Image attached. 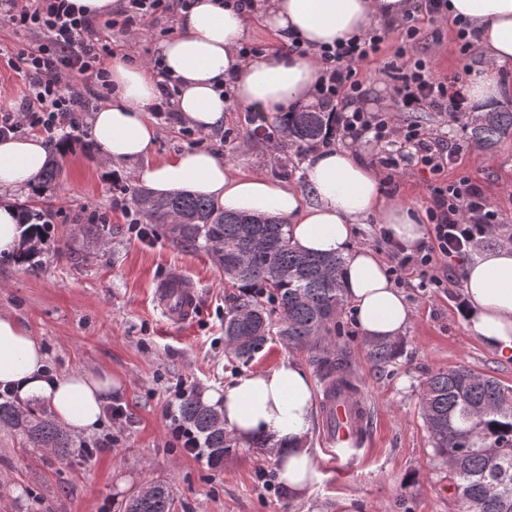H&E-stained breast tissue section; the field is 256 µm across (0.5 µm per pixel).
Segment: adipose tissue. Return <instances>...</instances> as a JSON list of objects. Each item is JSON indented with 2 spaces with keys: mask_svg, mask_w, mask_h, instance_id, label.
<instances>
[{
  "mask_svg": "<svg viewBox=\"0 0 512 512\" xmlns=\"http://www.w3.org/2000/svg\"><path fill=\"white\" fill-rule=\"evenodd\" d=\"M410 6L411 0H257L247 13L221 0H196L181 17L178 33L159 48L166 68L180 79L173 108L186 125L207 133L224 124L226 87L244 106H315L314 88L323 70L320 47L358 36L381 19L400 18ZM448 13L468 22L481 53L466 87L477 119L485 101L503 96L502 77L512 71V0H448ZM253 22L277 41L298 37L307 55L272 50L242 60L238 50ZM110 73L112 99L89 119V135L105 163H135L137 182L157 197L189 191L223 210L283 220L294 247L343 258L345 298L364 336L393 341L403 334L410 320L404 295L381 256L357 244L355 226L376 217L410 247L425 239L426 228L411 204L384 196L374 166L348 146L317 149L305 164L308 188L302 191L260 172L241 171L208 149L149 160L160 133L148 115L156 98L155 75L118 55ZM47 160L40 136L0 139V255L16 251L30 234L14 197L33 186ZM463 314L472 336L512 358V243L479 249L466 261ZM112 385L106 371L50 373L40 340L17 318L0 313V387L18 401L45 399L64 427L89 435L103 422ZM210 399L238 442L265 439L290 494L302 495L319 481L307 442L314 385L301 363L288 359L247 372Z\"/></svg>",
  "mask_w": 512,
  "mask_h": 512,
  "instance_id": "1",
  "label": "adipose tissue"
}]
</instances>
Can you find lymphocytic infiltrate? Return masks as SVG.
Wrapping results in <instances>:
<instances>
[{
  "label": "lymphocytic infiltrate",
  "mask_w": 512,
  "mask_h": 512,
  "mask_svg": "<svg viewBox=\"0 0 512 512\" xmlns=\"http://www.w3.org/2000/svg\"><path fill=\"white\" fill-rule=\"evenodd\" d=\"M194 3L124 0L118 18L93 20L76 10L72 0H0V22L23 29L31 37L14 64L27 93L18 101L0 97V137L28 129L49 135L65 127L78 129V113L97 100L98 89L112 87L103 66L104 56L111 52L108 33L117 26L128 33L134 26L163 17L178 19ZM422 14L434 23L446 20L448 0H416L413 11L400 22L404 38L388 64L398 94L394 111L374 115L339 108L345 100L363 94L360 66L381 51L389 30L385 23L362 36L319 49L325 69L315 95L321 111L337 113L345 133L387 144L379 165L396 170L408 163L430 174L428 244L411 251L387 231H380L379 237L396 261L392 269L396 278L416 272L425 277L427 286L438 288L442 281L433 274L436 265L466 256L479 239L496 230L500 211L468 178L443 179L444 170L457 162L455 152L437 144L422 125L408 118L409 112L428 109L457 121L467 110L456 80L437 77L429 61L417 55L421 39L417 20Z\"/></svg>",
  "instance_id": "1"
}]
</instances>
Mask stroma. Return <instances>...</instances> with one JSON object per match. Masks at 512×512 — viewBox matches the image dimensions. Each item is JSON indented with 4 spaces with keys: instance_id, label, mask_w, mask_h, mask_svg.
<instances>
[{
    "instance_id": "stroma-1",
    "label": "stroma",
    "mask_w": 512,
    "mask_h": 512,
    "mask_svg": "<svg viewBox=\"0 0 512 512\" xmlns=\"http://www.w3.org/2000/svg\"><path fill=\"white\" fill-rule=\"evenodd\" d=\"M418 25V51L432 59L435 74L448 78L476 62L477 50L460 54L452 23L437 25L422 16ZM158 31L142 25L133 41L113 32L112 50L128 61L148 62L160 41ZM402 38L401 28H392L381 52L362 66L365 93L355 101L358 110L393 107L394 84L384 67ZM29 42L26 33L0 23V92L15 99L23 97L24 85L8 59ZM262 112L258 122L245 106L230 102L223 129L191 137L178 120L160 123L152 157L208 149L242 171H262L304 188L303 163L312 144L281 133L282 108L266 106ZM413 118L456 150L447 179L468 177L498 205L503 222L487 244L512 238V136L486 149L471 138L469 118L451 122L432 111ZM88 119L81 114L79 132L61 129L53 136L65 146L59 180L15 199L50 213L52 225L31 261L0 256V312L15 316L41 340L51 372L110 371L120 383L111 399L122 403L127 416L104 420L94 434L74 435L75 447L67 455L31 447L22 433L1 425L0 512H123L134 492L159 479L172 485L175 512H461L421 415L423 384L434 372L465 367L512 386V361L472 337L462 318L463 259L436 266L444 287H420L414 274L402 280L411 321L400 338L402 353L389 366L368 359L350 309L341 311L346 340L335 351L347 359L370 408L368 445L352 472L339 473L323 452V419L314 416L308 443L321 479L304 497L284 496L276 463L263 449L237 448L222 468L213 469L187 454L169 426L179 415L181 392L217 391L246 369H270L287 358L309 369L310 352L276 339L246 366L225 352L224 314L237 286L210 254L172 242L163 226L147 225L144 238L133 230L125 212L112 205V177L120 175L136 187L134 167H102L101 151L88 138ZM427 179L411 166L383 183L382 191L424 210L431 204ZM93 211L110 228L100 239L85 228ZM173 269L198 292L196 315L181 327L166 325L154 302L156 286ZM86 448L96 449V456L84 458Z\"/></svg>"
}]
</instances>
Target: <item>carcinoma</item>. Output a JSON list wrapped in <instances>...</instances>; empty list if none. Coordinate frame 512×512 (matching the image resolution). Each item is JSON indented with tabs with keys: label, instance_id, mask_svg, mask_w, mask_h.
<instances>
[{
	"label": "carcinoma",
	"instance_id": "obj_1",
	"mask_svg": "<svg viewBox=\"0 0 512 512\" xmlns=\"http://www.w3.org/2000/svg\"><path fill=\"white\" fill-rule=\"evenodd\" d=\"M282 133L305 143L333 131L328 112L299 109L287 112ZM512 134V109L501 106L486 112L472 127L471 136L485 148ZM132 200L150 224L165 227L180 244L213 255L224 275L240 294L224 315V343L242 362L251 361L273 337L313 354L325 393L354 390L347 361L333 352L332 332L346 305L340 277L342 260L303 252L290 244L287 225L265 217L226 212L205 197L178 193L155 198L143 189ZM25 222L34 233L47 232L40 210L23 207ZM369 359L385 367L395 362L399 342L367 338ZM180 414L201 437L207 464L224 466L237 441L224 429L221 412L197 397H187ZM421 414L435 457L448 465L454 494L462 512H512V388L465 367L440 370L425 381ZM26 435L35 448L73 447L64 431L45 410L22 409L0 400V425ZM168 482L148 483L128 498L124 512H173Z\"/></svg>",
	"mask_w": 512,
	"mask_h": 512
}]
</instances>
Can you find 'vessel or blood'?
Returning <instances> with one entry per match:
<instances>
[{"instance_id":"1","label":"vessel or blood","mask_w":512,"mask_h":512,"mask_svg":"<svg viewBox=\"0 0 512 512\" xmlns=\"http://www.w3.org/2000/svg\"><path fill=\"white\" fill-rule=\"evenodd\" d=\"M156 304L164 319L172 325L188 323L197 310V294L181 272H173L155 290ZM323 419L327 434L326 453L342 470H350L362 445L369 416L366 408L352 399L350 393L325 398Z\"/></svg>"}]
</instances>
